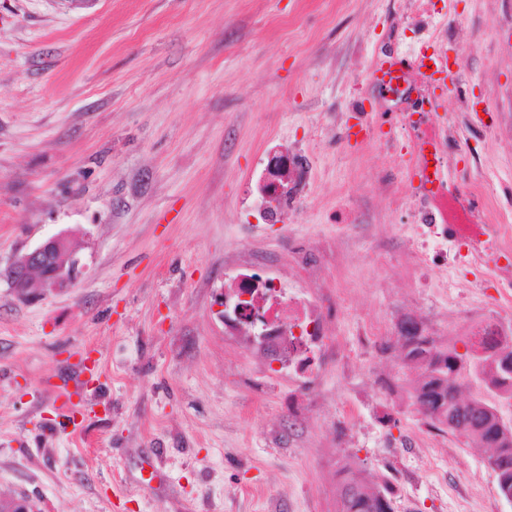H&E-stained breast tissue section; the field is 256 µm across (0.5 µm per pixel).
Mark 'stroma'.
<instances>
[{
	"label": "stroma",
	"mask_w": 512,
	"mask_h": 512,
	"mask_svg": "<svg viewBox=\"0 0 512 512\" xmlns=\"http://www.w3.org/2000/svg\"><path fill=\"white\" fill-rule=\"evenodd\" d=\"M461 57L436 108L367 76L427 41ZM427 112L453 185L512 225V0H0V495L39 512H336L343 466L395 512H512L476 442L430 426L400 324L462 348L496 254L420 223L393 150ZM370 127L362 142L348 126ZM286 154L287 206L254 208ZM81 272L12 292L60 233ZM249 267L305 295L326 334L272 361L224 323ZM93 349L80 407L50 385Z\"/></svg>",
	"instance_id": "1"
}]
</instances>
